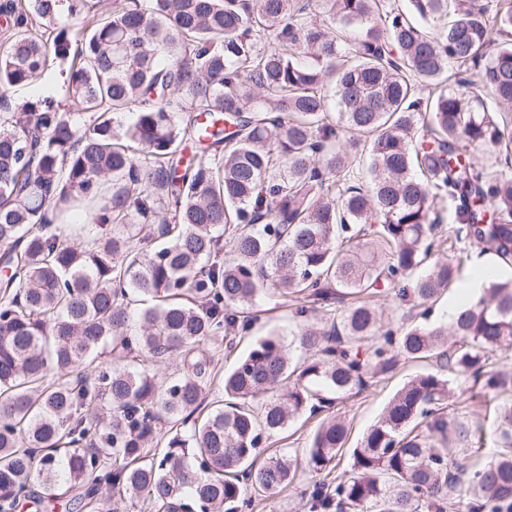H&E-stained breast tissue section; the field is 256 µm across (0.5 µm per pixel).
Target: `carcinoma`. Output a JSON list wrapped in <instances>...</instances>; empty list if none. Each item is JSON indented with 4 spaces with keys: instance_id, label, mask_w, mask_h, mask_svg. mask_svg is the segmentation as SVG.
Returning a JSON list of instances; mask_svg holds the SVG:
<instances>
[{
    "instance_id": "1",
    "label": "carcinoma",
    "mask_w": 512,
    "mask_h": 512,
    "mask_svg": "<svg viewBox=\"0 0 512 512\" xmlns=\"http://www.w3.org/2000/svg\"><path fill=\"white\" fill-rule=\"evenodd\" d=\"M96 5L5 10L0 512L69 493L86 512H243L298 476L261 444L322 412L311 512H512V371L490 363L512 346V0ZM52 59L69 109L13 105ZM453 240L494 268L426 323L471 260L431 261ZM270 294L294 328L255 339L195 418L210 343ZM401 360L432 368L326 481L349 437L328 410ZM451 374L492 409L496 451L471 470L450 461L483 426L448 418Z\"/></svg>"
}]
</instances>
